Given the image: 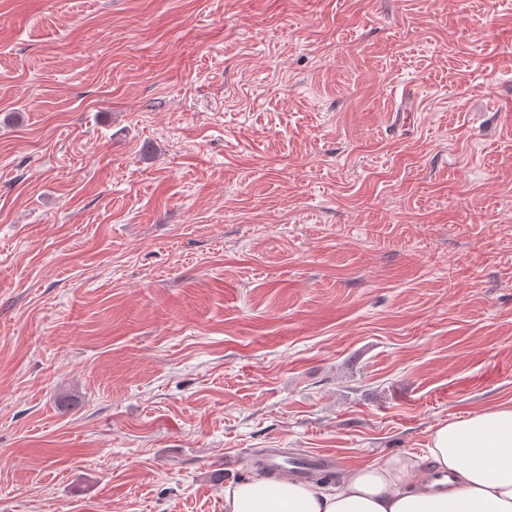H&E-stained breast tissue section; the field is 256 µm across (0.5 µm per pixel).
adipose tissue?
Returning <instances> with one entry per match:
<instances>
[{
  "label": "adipose tissue",
  "instance_id": "1",
  "mask_svg": "<svg viewBox=\"0 0 512 512\" xmlns=\"http://www.w3.org/2000/svg\"><path fill=\"white\" fill-rule=\"evenodd\" d=\"M224 512H512V406L444 422L425 455L384 458L334 486L239 482L225 489Z\"/></svg>",
  "mask_w": 512,
  "mask_h": 512
}]
</instances>
